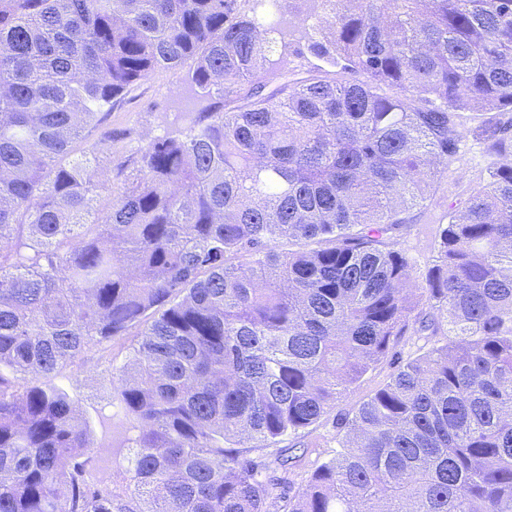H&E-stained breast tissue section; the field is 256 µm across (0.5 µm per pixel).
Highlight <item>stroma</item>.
I'll return each mask as SVG.
<instances>
[{
    "instance_id": "obj_1",
    "label": "stroma",
    "mask_w": 512,
    "mask_h": 512,
    "mask_svg": "<svg viewBox=\"0 0 512 512\" xmlns=\"http://www.w3.org/2000/svg\"><path fill=\"white\" fill-rule=\"evenodd\" d=\"M181 76L178 70H155L113 107L99 129L89 132L87 140L91 143L97 142L103 131L112 133L111 142L97 155L100 184H112L117 164L127 160L145 136H162L172 129L175 107L183 92ZM480 125V118L468 116L460 151L448 167L447 181L437 189L428 208L415 210L413 223L403 232L401 244L415 270H423L429 262L437 224L448 206L464 201L469 187L484 176L488 157ZM131 344V339L125 337L113 341L106 353H85L65 367L56 380L78 405L106 467L118 471L128 465V450L123 428L112 422L113 404L118 400L113 384L130 358ZM393 363L384 362L368 372L342 396L323 422L305 435V448H296V438L290 435L278 447L253 452V459L264 466L270 512H284L289 498L302 492L313 471L335 458L344 435L340 419L384 384L394 370ZM281 454L290 457L288 467L280 466L277 457Z\"/></svg>"
}]
</instances>
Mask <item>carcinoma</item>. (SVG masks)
<instances>
[{"mask_svg":"<svg viewBox=\"0 0 512 512\" xmlns=\"http://www.w3.org/2000/svg\"><path fill=\"white\" fill-rule=\"evenodd\" d=\"M0 0V512H267L305 436L408 331L288 512H512V0ZM340 69L297 77L288 55ZM184 125L98 211L83 133L155 69ZM494 160L418 277L399 246L463 111ZM134 334L133 491L50 379ZM233 439L237 447L226 448Z\"/></svg>","mask_w":512,"mask_h":512,"instance_id":"cac0c4a2","label":"carcinoma"}]
</instances>
